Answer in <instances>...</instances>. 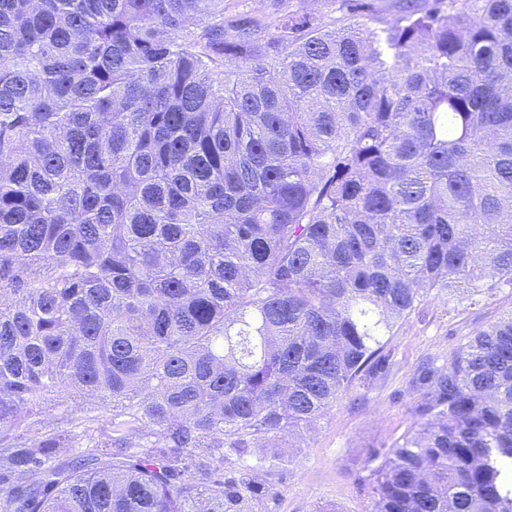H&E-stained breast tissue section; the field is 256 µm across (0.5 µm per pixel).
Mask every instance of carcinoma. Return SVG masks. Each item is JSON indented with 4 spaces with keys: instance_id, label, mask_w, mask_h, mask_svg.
I'll return each mask as SVG.
<instances>
[{
    "instance_id": "cac0c4a2",
    "label": "carcinoma",
    "mask_w": 512,
    "mask_h": 512,
    "mask_svg": "<svg viewBox=\"0 0 512 512\" xmlns=\"http://www.w3.org/2000/svg\"><path fill=\"white\" fill-rule=\"evenodd\" d=\"M361 8L0 0L6 512H252L224 462L315 427L419 307L512 289V0ZM413 387L372 512H512V312ZM309 4L310 0H224V20L235 13V10L241 11L242 8L251 9L253 13L258 15L271 14L275 16L288 12V10H299L302 7H308ZM359 3L365 5L362 14L358 16V21L370 26H382L377 19L390 21L397 15L396 0H359ZM53 403L54 402H52V404H49L43 410V413L40 416V419L42 421L41 425L39 426L40 433L60 430L61 428H64V426H66L67 420H69L71 417H76L80 415L79 412L75 413L74 415H71L70 407H67L65 404L61 406L57 404L54 405Z\"/></svg>"
}]
</instances>
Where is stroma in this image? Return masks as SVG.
<instances>
[{
    "mask_svg": "<svg viewBox=\"0 0 512 512\" xmlns=\"http://www.w3.org/2000/svg\"><path fill=\"white\" fill-rule=\"evenodd\" d=\"M510 309L512 290L506 288L477 303L432 301L403 320L385 347L386 371L337 399L319 427L304 435L292 461L261 469L266 492L254 512H372L366 459L392 448L410 428L418 366Z\"/></svg>",
    "mask_w": 512,
    "mask_h": 512,
    "instance_id": "1",
    "label": "stroma"
}]
</instances>
